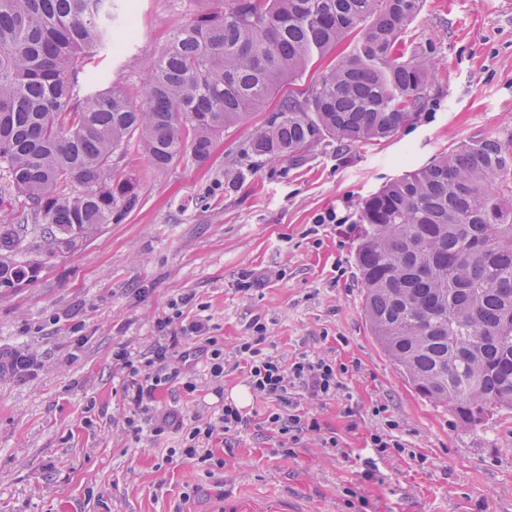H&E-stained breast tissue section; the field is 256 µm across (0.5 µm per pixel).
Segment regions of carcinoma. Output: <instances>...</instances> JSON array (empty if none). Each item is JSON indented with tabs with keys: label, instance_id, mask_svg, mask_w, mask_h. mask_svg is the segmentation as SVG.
Wrapping results in <instances>:
<instances>
[{
	"label": "carcinoma",
	"instance_id": "cac0c4a2",
	"mask_svg": "<svg viewBox=\"0 0 512 512\" xmlns=\"http://www.w3.org/2000/svg\"><path fill=\"white\" fill-rule=\"evenodd\" d=\"M244 2L175 28L135 108L87 69L120 47L112 0H0V208L29 205L0 224V287L38 277L19 255L44 242L66 257L137 207L139 181L114 174L130 144L159 171L204 165L226 129L342 44L254 131L252 157L380 141L425 110L431 63L404 39L421 0H260L262 24ZM358 224L365 316L414 390L471 428L511 409L512 138L475 136L404 173L362 201Z\"/></svg>",
	"mask_w": 512,
	"mask_h": 512
}]
</instances>
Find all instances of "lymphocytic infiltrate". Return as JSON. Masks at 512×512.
<instances>
[{
  "mask_svg": "<svg viewBox=\"0 0 512 512\" xmlns=\"http://www.w3.org/2000/svg\"><path fill=\"white\" fill-rule=\"evenodd\" d=\"M254 329V335L237 347L245 365L248 386L255 396L272 404L264 414V424L273 427L291 443H298L306 432L318 430L319 424L294 400L295 390H305L319 400L333 398L341 387L340 378L345 369L332 360L305 352L291 362H283L265 351V326L258 323ZM188 335L202 338V345L191 347L185 344L184 338ZM112 358L126 374L124 391L130 414L124 425L137 442L145 437L159 439L176 425L175 413L156 409V392L178 380L184 392L194 393L197 388L194 367H203L211 381L218 384L223 382L227 366L224 343L211 335L204 319L194 320L179 333H172L167 344L155 348L151 356L142 358L121 348ZM250 423V417L234 404H223L216 416L195 422L184 433L177 452L204 467L205 471L223 468V458L217 457L211 448L213 440L237 435Z\"/></svg>",
  "mask_w": 512,
  "mask_h": 512,
  "instance_id": "1",
  "label": "lymphocytic infiltrate"
}]
</instances>
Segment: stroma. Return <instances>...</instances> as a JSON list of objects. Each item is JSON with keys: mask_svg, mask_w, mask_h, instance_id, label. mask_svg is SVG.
Masks as SVG:
<instances>
[{"mask_svg": "<svg viewBox=\"0 0 512 512\" xmlns=\"http://www.w3.org/2000/svg\"><path fill=\"white\" fill-rule=\"evenodd\" d=\"M134 2L116 5L133 39L94 68L138 105L145 61L209 4ZM406 38L435 61L416 124L257 163L246 152L269 103L201 167L157 171L130 147L117 171L138 179V206L34 281L0 288V353L24 346L41 363L31 377L0 375V512H512V409L475 429L420 397L371 334L355 261L364 198L471 137L512 134V0H422ZM328 212L335 223H320ZM179 300L183 322L209 318L227 359L260 322L271 354L345 365L335 398H298L318 430L285 454L277 432L250 425L214 440L224 467L209 475L169 456L181 430L133 443L112 353L150 355L157 320ZM196 383L156 396L184 428L219 403L209 377ZM389 420L407 450L380 457L369 438ZM332 436L334 450L323 444Z\"/></svg>", "mask_w": 512, "mask_h": 512, "instance_id": "1", "label": "stroma"}]
</instances>
